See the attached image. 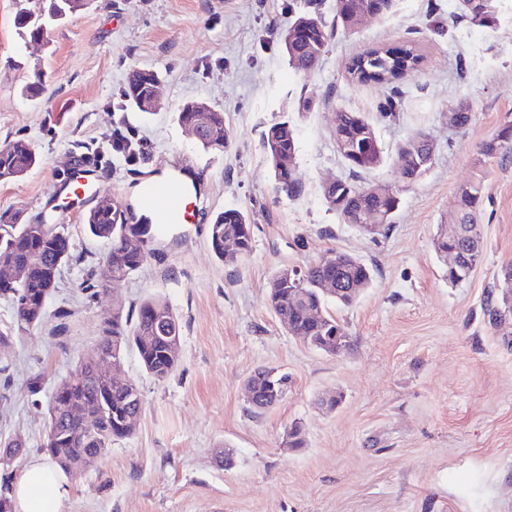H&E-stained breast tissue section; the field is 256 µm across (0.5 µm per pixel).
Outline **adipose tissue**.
Returning <instances> with one entry per match:
<instances>
[{
  "label": "adipose tissue",
  "mask_w": 512,
  "mask_h": 512,
  "mask_svg": "<svg viewBox=\"0 0 512 512\" xmlns=\"http://www.w3.org/2000/svg\"><path fill=\"white\" fill-rule=\"evenodd\" d=\"M68 491V480L62 471L45 460H32L14 487L16 512H62Z\"/></svg>",
  "instance_id": "obj_1"
}]
</instances>
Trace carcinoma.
Returning a JSON list of instances; mask_svg holds the SVG:
<instances>
[{
  "label": "carcinoma",
  "instance_id": "1",
  "mask_svg": "<svg viewBox=\"0 0 512 512\" xmlns=\"http://www.w3.org/2000/svg\"><path fill=\"white\" fill-rule=\"evenodd\" d=\"M495 0H457L459 16L470 23L488 27L494 21ZM79 0H34V8L17 13L14 26L18 34L33 41L43 36V25L65 17L78 6ZM305 7L295 13L294 23L305 22L308 29L288 46L289 65L297 72L317 67L329 41L338 31L356 30L357 19L365 13L388 16L394 13L397 0H335V14L327 22L320 13L319 0H304ZM423 56L416 46L372 48L358 54L352 61L350 75L360 83L390 86V95L380 106L383 116L395 115L401 90L395 82L418 69ZM160 79L151 69L134 68L126 75L122 95L130 103L143 93L151 94ZM333 130V139L355 150L362 148L366 135L375 132L374 125L361 113L341 110ZM181 125L205 124L215 133L199 142L204 150H221L226 144L224 113L196 111L192 101L183 102L177 110ZM430 136L419 131L401 143L394 154L384 157L376 146L362 159L357 154L342 158L350 171L339 178L330 193L323 194L328 207L342 222L358 224L364 213L383 215L380 229L387 230L401 206V190L392 195H378L372 186L356 183L358 174L373 169L385 160L399 174L403 188L417 182L427 171ZM263 147L273 170L275 190L290 198L302 192L294 172L282 166L288 156L296 153V138L286 122L270 124L263 135ZM512 147V124L503 125L480 147V155L493 157ZM112 152L129 160L139 158L140 146L121 132L112 137ZM38 163V155L28 141L20 138L0 149V180L8 181L30 171ZM484 197V184L475 178L457 189L458 212L451 229L435 240V250L442 255L448 248L471 254V266L484 255L481 225L477 210ZM87 230L102 240L106 250L92 271L90 282L82 291L104 293L137 273L147 260L145 237L147 224H130L123 211L110 206H97L84 218ZM237 240L238 251L246 255L252 250V226L248 216L236 208L219 212L210 224V246L215 256L226 264L239 257L224 252V239ZM338 251L330 250L319 259L302 267H284L276 271L268 286V302L281 324L288 325L293 336H303L309 343L325 344L330 338L347 335L345 327L328 311L332 303L351 306L373 282L374 270L362 259L341 253L346 262H336ZM20 271L17 280H0V296L11 301L13 322L0 328V353L8 351L14 338L44 318L49 301L57 288L63 268L76 259L71 237L63 228L50 224H20L15 214H0V259ZM296 277L302 285V297L295 301L290 295L287 277ZM181 324L165 300L151 298L135 308L112 311L102 336L84 354L75 372L61 379L54 388L47 406L48 426L43 449L53 463L67 474H80L95 465L115 442L130 436L142 409V398L128 388L110 384L96 375L104 357L121 359L125 350L133 349L142 368L156 379L168 377L179 359ZM0 512H14L9 476L0 478Z\"/></svg>",
  "mask_w": 512,
  "mask_h": 512
}]
</instances>
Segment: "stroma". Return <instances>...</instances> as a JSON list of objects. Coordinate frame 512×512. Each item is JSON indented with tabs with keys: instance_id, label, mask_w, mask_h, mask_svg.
<instances>
[{
	"instance_id": "stroma-1",
	"label": "stroma",
	"mask_w": 512,
	"mask_h": 512,
	"mask_svg": "<svg viewBox=\"0 0 512 512\" xmlns=\"http://www.w3.org/2000/svg\"><path fill=\"white\" fill-rule=\"evenodd\" d=\"M299 0H83L52 23L46 41L24 42L13 24L29 0H0V145L23 138L40 163L0 181V213L21 223L67 227L79 264L64 267L48 312L0 356V437L40 456L47 404L99 340L115 305L167 300L181 323L179 361L158 380L134 351L119 369L143 407L131 436L99 464L70 477L62 512H512V314L492 320L488 304L512 264V153L479 160V145L512 123V0L496 21L457 18V0H399L395 13L337 34L319 65L295 72L279 44ZM415 44L418 72L400 81L395 117L380 106L388 87L352 80L365 49ZM162 76L161 106L144 114L121 95L129 68ZM46 74L34 98L23 86ZM308 108H300V100ZM186 100L224 114L228 145L198 147L175 118ZM467 104V128L448 114ZM363 113L385 151L429 133L434 155L402 194L390 231L368 234L326 205L325 182L347 176L331 131L339 110ZM288 122L297 139L300 197L275 190L263 133ZM131 128L143 152L111 153L116 128ZM103 182L92 200L67 208L62 184L77 160ZM204 171L187 224H151L131 196L144 173ZM484 178L478 214L484 257L449 284L433 242L457 211V189ZM108 204L150 224L145 265L109 293L80 284L105 251L84 215ZM245 211L253 248L238 263L218 260L209 225L224 209ZM337 249L374 269L348 308L328 310L345 327L339 353L292 336L268 304L282 267ZM288 375L282 400L256 413L245 392L257 369ZM43 374L39 394L27 379ZM335 408L323 401L333 395ZM300 426L303 447L286 445Z\"/></svg>"
}]
</instances>
